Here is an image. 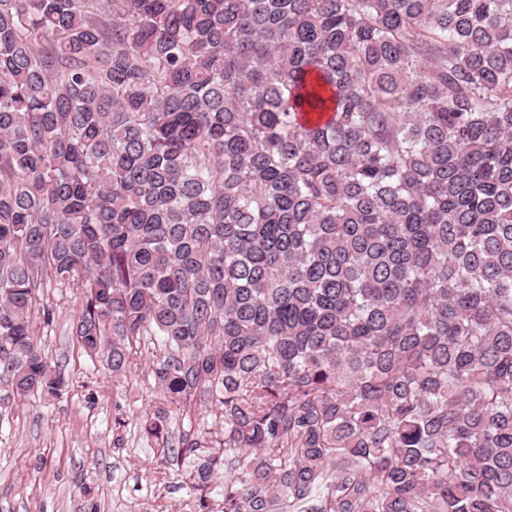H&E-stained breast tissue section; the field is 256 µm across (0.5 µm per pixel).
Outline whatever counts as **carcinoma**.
<instances>
[{
	"instance_id": "carcinoma-1",
	"label": "carcinoma",
	"mask_w": 512,
	"mask_h": 512,
	"mask_svg": "<svg viewBox=\"0 0 512 512\" xmlns=\"http://www.w3.org/2000/svg\"><path fill=\"white\" fill-rule=\"evenodd\" d=\"M52 281L195 512H512V0H0L15 399Z\"/></svg>"
}]
</instances>
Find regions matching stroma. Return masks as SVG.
Returning a JSON list of instances; mask_svg holds the SVG:
<instances>
[{
    "label": "stroma",
    "mask_w": 512,
    "mask_h": 512,
    "mask_svg": "<svg viewBox=\"0 0 512 512\" xmlns=\"http://www.w3.org/2000/svg\"><path fill=\"white\" fill-rule=\"evenodd\" d=\"M40 299L56 317L35 336L68 387L13 401L0 380V512H191L181 472L159 469L140 428L155 400L148 358L113 380L73 339L81 291L51 287ZM118 416L127 422L119 431Z\"/></svg>",
    "instance_id": "35a3bbf8"
}]
</instances>
